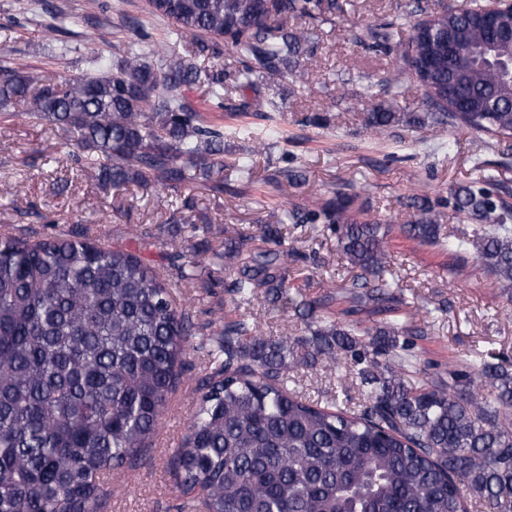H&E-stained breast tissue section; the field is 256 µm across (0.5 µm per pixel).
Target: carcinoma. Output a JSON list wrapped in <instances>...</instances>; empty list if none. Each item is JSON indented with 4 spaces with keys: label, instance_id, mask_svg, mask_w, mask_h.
<instances>
[{
    "label": "carcinoma",
    "instance_id": "cac0c4a2",
    "mask_svg": "<svg viewBox=\"0 0 512 512\" xmlns=\"http://www.w3.org/2000/svg\"><path fill=\"white\" fill-rule=\"evenodd\" d=\"M173 22L163 41L132 30L116 65L56 80L0 60V114L25 115L61 131L68 160L103 186L170 187L229 167L251 178V154L226 163L224 130L205 123L188 97L207 86L208 110L245 112L229 87L278 81L293 73L303 45L328 22L331 0H149ZM470 11L429 15L424 29L407 15L367 25L360 42L396 53L382 84L395 96L403 75L424 88L423 113L393 112L379 102L366 129L464 125L512 138V78L486 58L512 57V40L491 43ZM305 18L308 26L288 27ZM408 28L405 41L397 31ZM218 58L224 48L241 68L203 70L178 46ZM491 179L451 193L453 209L477 223L473 239L450 237L434 205L415 201L417 218L387 224L361 218L347 193L314 210L293 208V224H331L349 265L361 271L336 313L333 296L291 292L289 250L278 227L246 235L224 231L212 262L238 269L230 302L247 304L260 288L288 295L311 335L267 339L244 319L216 331L193 327L175 292L136 254L79 237L35 243L0 239V512H104L112 470L140 460L180 381L189 339L200 332L214 373L201 384L197 409L172 458L184 494L206 490L193 512H512V369L481 358L456 374L414 381L409 337L415 313L385 272L387 238L457 256L465 244L478 263L512 289V204ZM387 314L368 326L359 314ZM344 358L367 387L369 406L355 413L296 395L290 372Z\"/></svg>",
    "mask_w": 512,
    "mask_h": 512
}]
</instances>
